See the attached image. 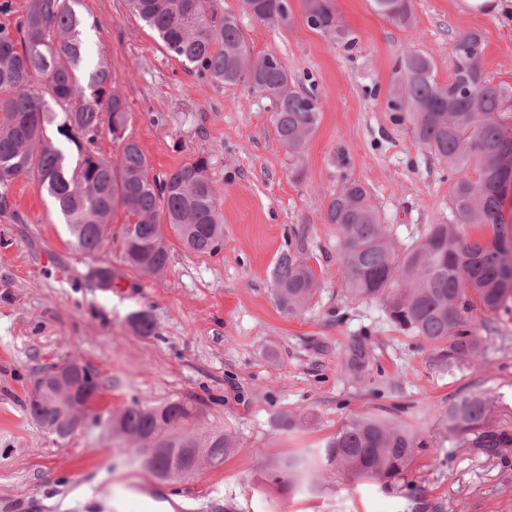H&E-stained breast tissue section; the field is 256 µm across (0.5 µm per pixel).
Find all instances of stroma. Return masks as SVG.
<instances>
[{"instance_id":"stroma-1","label":"stroma","mask_w":512,"mask_h":512,"mask_svg":"<svg viewBox=\"0 0 512 512\" xmlns=\"http://www.w3.org/2000/svg\"><path fill=\"white\" fill-rule=\"evenodd\" d=\"M416 23L401 29L371 0H336L358 36L350 48L310 29L303 0H288V24L258 20L242 0H217L234 14L253 54L275 53L296 89L315 94L321 120L299 157L280 144L271 106L247 85L200 76L158 43L128 0H80L94 56L108 61L129 113L126 135L162 174L206 158L219 193L224 237L213 254L187 251L171 229L169 263L143 276L121 259L124 213L102 248L71 243L34 179L14 180L9 214H0V512H512V447L489 455L459 445L442 416L458 395L488 390L495 427L512 431V309H474L485 330L484 356L448 371L442 344L400 331L381 302L346 287L329 198L344 179L362 182L397 244L447 219L455 175L417 143L388 105L392 66L415 48L448 81L453 47L480 33L482 69L512 83V0L486 16L459 0H413ZM302 243L319 277L297 314L274 295L282 251ZM111 266L114 286L88 279ZM145 314L152 331L132 323ZM364 341L365 362L348 364ZM77 357L91 367L98 395L85 425L65 439L30 417L27 393L38 374ZM182 400L199 425L231 430L238 449L218 467L155 479L136 447L106 428L124 407ZM405 423L425 446L405 478L382 487L322 474L320 494L292 497L257 486L282 456L322 447L352 417ZM285 416L304 425L286 431Z\"/></svg>"}]
</instances>
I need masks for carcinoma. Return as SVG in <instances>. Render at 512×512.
<instances>
[{"label": "carcinoma", "mask_w": 512, "mask_h": 512, "mask_svg": "<svg viewBox=\"0 0 512 512\" xmlns=\"http://www.w3.org/2000/svg\"><path fill=\"white\" fill-rule=\"evenodd\" d=\"M372 2L395 26L413 27V0ZM76 3L28 0L13 26L0 25V213L11 208L12 182L33 176L54 200L75 246L87 254L101 249L119 210L126 216L123 262L145 276L168 263L163 218L186 249L214 252L223 224L207 162L152 173L139 145L125 137L127 104L112 88L107 62L93 60L88 22ZM243 4L261 21L288 23L287 0ZM129 6L173 57L217 83H241L249 48L236 16L219 11L214 0H129ZM304 15L308 27L329 41L356 43V34L340 24L334 0H304ZM453 53L452 76L441 83L430 55L407 50L395 62L390 90L399 119L409 121L420 146L458 174L448 191V220L428 225L421 238L401 247L356 180L345 181L326 210L327 223L339 234L349 292L384 303L400 330L448 342L441 359L450 371L485 351L486 339L468 323L469 312L477 305L495 311L512 300V218L504 217L498 179L502 163L512 160V84L484 76L480 34L461 36ZM255 62L250 88L272 101L278 140L298 154L318 127L320 101L290 86L288 69L275 54ZM50 128L64 141L54 142ZM105 129L121 142L115 162L94 150ZM480 225L493 227L492 240L467 238L465 229ZM317 287L316 271L303 252H282L273 289L282 312H300ZM492 401L484 390L460 394L443 417L447 430L472 448L493 452L511 446L512 433L491 424ZM30 414L53 434L64 429L66 406L58 396ZM195 421L194 408L178 400L133 403L112 417V430L154 440L160 448H189L191 460L222 464L236 448L233 433L218 427L200 431ZM423 447L418 434L401 423L355 417L316 452L286 456L260 477L293 496L311 491L319 471L391 486Z\"/></svg>", "instance_id": "1"}]
</instances>
